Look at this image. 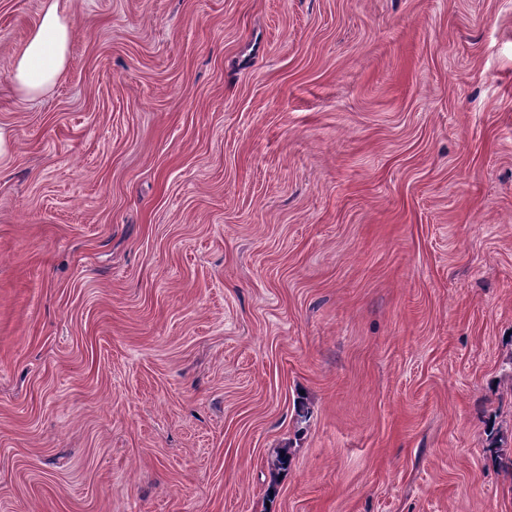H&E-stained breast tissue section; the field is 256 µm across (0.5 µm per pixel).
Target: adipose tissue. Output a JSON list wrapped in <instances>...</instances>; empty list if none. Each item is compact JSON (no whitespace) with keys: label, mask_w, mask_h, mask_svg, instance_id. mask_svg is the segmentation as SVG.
<instances>
[{"label":"adipose tissue","mask_w":512,"mask_h":512,"mask_svg":"<svg viewBox=\"0 0 512 512\" xmlns=\"http://www.w3.org/2000/svg\"><path fill=\"white\" fill-rule=\"evenodd\" d=\"M74 34L73 24L60 11L58 0H45L23 50L9 64L11 80L22 98L37 99L56 86L65 71Z\"/></svg>","instance_id":"obj_1"}]
</instances>
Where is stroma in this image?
Wrapping results in <instances>:
<instances>
[{
    "label": "stroma",
    "instance_id": "stroma-1",
    "mask_svg": "<svg viewBox=\"0 0 512 512\" xmlns=\"http://www.w3.org/2000/svg\"><path fill=\"white\" fill-rule=\"evenodd\" d=\"M42 7L0 512H512V0H59L28 101ZM74 34L73 23L59 10L58 0H45L23 50L9 64L11 80L22 98L35 100L57 85L65 71Z\"/></svg>",
    "mask_w": 512,
    "mask_h": 512
}]
</instances>
